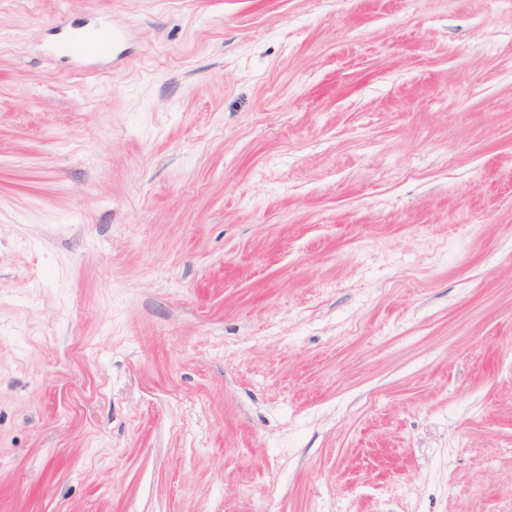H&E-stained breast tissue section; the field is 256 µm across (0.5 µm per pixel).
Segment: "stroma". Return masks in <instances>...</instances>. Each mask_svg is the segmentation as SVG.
<instances>
[{
  "instance_id": "1",
  "label": "stroma",
  "mask_w": 512,
  "mask_h": 512,
  "mask_svg": "<svg viewBox=\"0 0 512 512\" xmlns=\"http://www.w3.org/2000/svg\"><path fill=\"white\" fill-rule=\"evenodd\" d=\"M0 512H512V0H0ZM121 36L120 30L112 28L109 31L68 33L64 37V42L80 57L98 58L113 52L114 46Z\"/></svg>"
}]
</instances>
